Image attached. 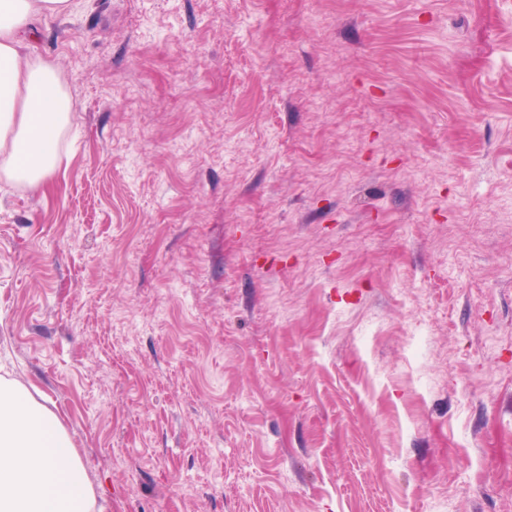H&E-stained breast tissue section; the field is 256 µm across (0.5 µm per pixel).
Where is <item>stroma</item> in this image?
I'll use <instances>...</instances> for the list:
<instances>
[{
  "instance_id": "obj_1",
  "label": "stroma",
  "mask_w": 512,
  "mask_h": 512,
  "mask_svg": "<svg viewBox=\"0 0 512 512\" xmlns=\"http://www.w3.org/2000/svg\"><path fill=\"white\" fill-rule=\"evenodd\" d=\"M0 378L103 512H512V0H73Z\"/></svg>"
}]
</instances>
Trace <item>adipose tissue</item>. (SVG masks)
I'll use <instances>...</instances> for the list:
<instances>
[{"instance_id":"adipose-tissue-1","label":"adipose tissue","mask_w":512,"mask_h":512,"mask_svg":"<svg viewBox=\"0 0 512 512\" xmlns=\"http://www.w3.org/2000/svg\"><path fill=\"white\" fill-rule=\"evenodd\" d=\"M70 0H0V179L44 193L71 124L56 62L25 53L36 16ZM96 489L60 416L18 380H0V512H95Z\"/></svg>"}]
</instances>
